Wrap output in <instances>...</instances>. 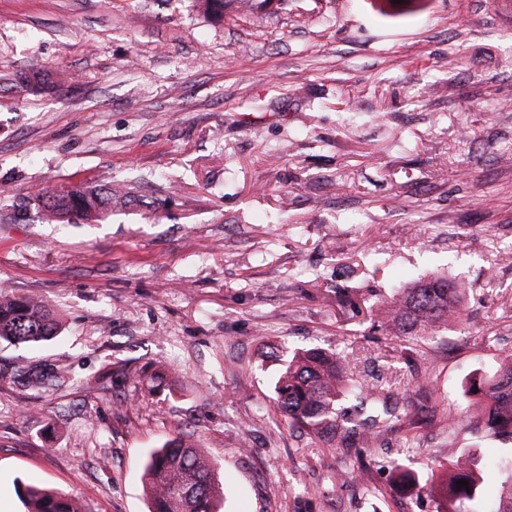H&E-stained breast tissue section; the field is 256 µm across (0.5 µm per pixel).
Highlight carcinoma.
Masks as SVG:
<instances>
[{"label":"carcinoma","instance_id":"obj_1","mask_svg":"<svg viewBox=\"0 0 512 512\" xmlns=\"http://www.w3.org/2000/svg\"><path fill=\"white\" fill-rule=\"evenodd\" d=\"M240 1L257 9L267 0H198L204 14H224V7ZM26 85L43 91L54 85L41 68L22 77ZM140 201L130 183H112L99 178L62 183L50 192H39L22 201L20 209L32 205L37 217L51 223L98 221L120 213ZM467 288L434 276L401 289L383 310L380 327L393 336L419 341L439 332L461 316ZM60 321L40 299L0 289V342L38 345L57 335ZM60 379L55 371H28L23 385L41 391ZM472 414L469 423L492 437H512V353L498 358L490 372H475L466 381ZM374 386L364 377H354L343 359L321 349L298 351L284 364L276 383L274 411L290 426H301L318 437L335 438L344 433L360 436L368 446L374 433L362 418L373 401ZM217 463L201 453L188 439L166 440L150 455L143 474L151 512H217L223 498L216 477ZM491 473L481 469L475 458L463 457L444 478L427 483L438 512H483L482 488ZM469 487L457 486V481ZM27 512H78L73 499L48 489L27 487L21 494ZM492 512H512V478L501 483L498 507Z\"/></svg>","mask_w":512,"mask_h":512}]
</instances>
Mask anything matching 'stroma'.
<instances>
[{
  "mask_svg": "<svg viewBox=\"0 0 512 512\" xmlns=\"http://www.w3.org/2000/svg\"><path fill=\"white\" fill-rule=\"evenodd\" d=\"M68 81L33 93L32 66ZM143 198L90 224L19 219L86 177ZM512 0H0V286L55 339L0 345V512L18 487L149 512L169 438L221 464L222 512H438L421 486L512 440L464 428L467 375L512 353ZM465 282L433 339L385 335L397 287ZM322 348L403 419L361 448L273 411L288 355ZM66 372L35 393L30 363ZM134 378L121 376L123 367ZM412 473L415 484L398 481Z\"/></svg>",
  "mask_w": 512,
  "mask_h": 512,
  "instance_id": "1",
  "label": "stroma"
}]
</instances>
